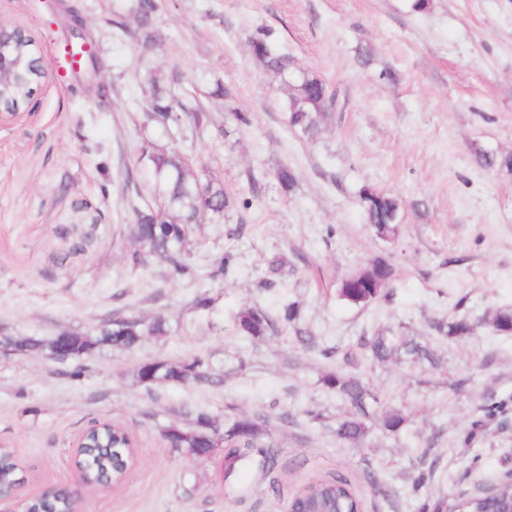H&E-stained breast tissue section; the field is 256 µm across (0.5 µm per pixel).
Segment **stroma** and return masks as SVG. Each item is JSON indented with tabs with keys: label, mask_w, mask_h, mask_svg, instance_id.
Wrapping results in <instances>:
<instances>
[{
	"label": "stroma",
	"mask_w": 512,
	"mask_h": 512,
	"mask_svg": "<svg viewBox=\"0 0 512 512\" xmlns=\"http://www.w3.org/2000/svg\"><path fill=\"white\" fill-rule=\"evenodd\" d=\"M414 3L157 0L162 41L146 50L136 0H0V22L30 30L50 66L24 112L0 126V329L48 341L116 315L160 316L168 328L63 364L0 357V448L18 459L22 496L76 486L72 443L94 421L125 426L137 463L120 486L82 488V512H286L331 476L347 479L362 512H458L512 473V334L486 324L512 308V175L471 153L512 151V0ZM261 29L335 93L319 139L290 130L278 78L250 51ZM83 38L97 67L70 64ZM152 75L203 123L149 122L141 89ZM149 142L180 149L236 200L195 231L180 279L159 259L129 262L134 210L156 197ZM282 167L297 176L289 194L275 178ZM365 185L402 199L395 234L365 224ZM377 259L393 269L387 297L342 299L341 281ZM204 292L207 311L194 306ZM289 303L291 321L281 316ZM246 307L265 310L275 332L241 333ZM458 320L475 331L438 332ZM378 334L433 358L370 363L358 341ZM329 346L335 359L321 354ZM196 356L208 381L137 377L144 364ZM338 370L376 398L355 442L336 434L350 415L327 384ZM499 402L504 413L483 419ZM200 412L223 430L258 418L277 444L274 464L259 467L256 449L242 448L230 470L223 454L172 448L165 427ZM389 412L405 418L393 432ZM423 470L431 479L414 489Z\"/></svg>",
	"instance_id": "obj_1"
}]
</instances>
